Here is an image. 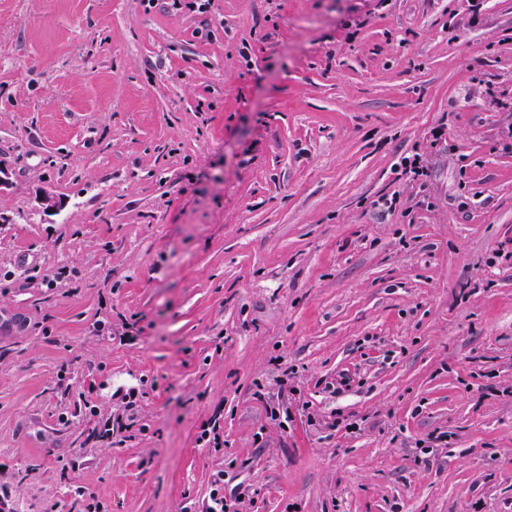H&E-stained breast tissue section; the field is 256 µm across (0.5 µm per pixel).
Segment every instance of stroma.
Masks as SVG:
<instances>
[{
    "mask_svg": "<svg viewBox=\"0 0 512 512\" xmlns=\"http://www.w3.org/2000/svg\"><path fill=\"white\" fill-rule=\"evenodd\" d=\"M0 164L11 512H512V0H0Z\"/></svg>",
    "mask_w": 512,
    "mask_h": 512,
    "instance_id": "stroma-1",
    "label": "stroma"
}]
</instances>
